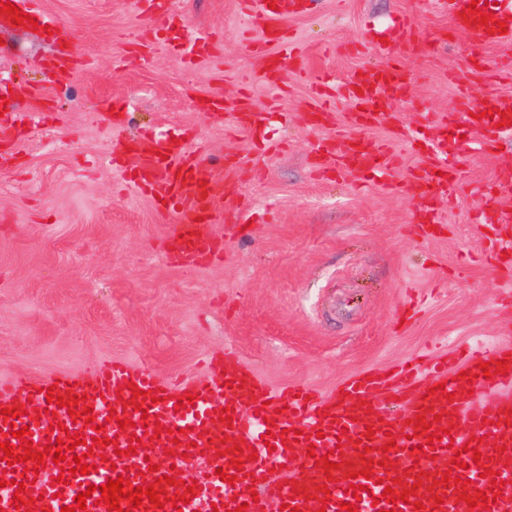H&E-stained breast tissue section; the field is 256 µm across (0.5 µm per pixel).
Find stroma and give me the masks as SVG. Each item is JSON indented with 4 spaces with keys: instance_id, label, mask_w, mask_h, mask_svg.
I'll return each instance as SVG.
<instances>
[{
    "instance_id": "35a3bbf8",
    "label": "stroma",
    "mask_w": 512,
    "mask_h": 512,
    "mask_svg": "<svg viewBox=\"0 0 512 512\" xmlns=\"http://www.w3.org/2000/svg\"><path fill=\"white\" fill-rule=\"evenodd\" d=\"M32 7L69 27L86 66L57 77L46 31L0 24V90H11L16 117L0 141V379H83L122 359L194 381L230 344L271 389L305 383L330 398L365 371L504 341L512 299L486 263L477 206L497 168L512 164V135L469 153L461 193L436 202L445 229L435 237L418 231L424 200L391 185L420 164L417 146L436 142L461 95L481 105L483 83L458 86L470 57L495 67L512 44L452 34L430 0H318L284 14L304 53L285 60L272 86L247 45L260 28L243 0H172L164 32L140 0ZM402 15L420 38L388 49L410 95L389 124L364 133L387 143L399 166L363 185L319 173L312 150L324 133L307 120L315 82L377 62L372 36L388 38ZM196 29L216 42L199 65L169 50ZM148 35L150 53L126 57ZM242 92L266 111L263 127L196 109L197 98ZM144 135L205 152L220 183L235 185L233 198H217L212 258L170 255L174 216L131 184V158L114 160V146Z\"/></svg>"
}]
</instances>
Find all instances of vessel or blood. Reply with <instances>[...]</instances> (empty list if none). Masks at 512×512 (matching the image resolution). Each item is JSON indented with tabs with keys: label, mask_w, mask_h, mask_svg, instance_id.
Returning <instances> with one entry per match:
<instances>
[{
	"label": "vessel or blood",
	"mask_w": 512,
	"mask_h": 512,
	"mask_svg": "<svg viewBox=\"0 0 512 512\" xmlns=\"http://www.w3.org/2000/svg\"><path fill=\"white\" fill-rule=\"evenodd\" d=\"M470 0H436L459 32L476 35L487 46L512 41V7L496 0H479L477 8L492 14L484 25L467 18ZM283 0H247L256 11L261 31L252 50L262 57L264 80L280 82L282 62L297 58L300 49L284 30L281 19ZM506 33H498V23ZM56 37L63 47L56 58L57 70L73 73L78 64L73 56V34L64 24H56ZM210 31H196L191 46L172 45L174 54H193L203 58L213 52ZM343 87L353 108L346 128L320 140L315 148L319 168L336 176L352 175L364 181L392 170L397 159L382 143L354 139L357 130L385 123L394 104L409 94L403 63L395 54H387L384 63L363 67L350 73ZM490 116L473 118L468 102H461L462 122L482 136L499 135L498 124L512 109V98L495 93L486 96ZM234 118L238 126L258 128L266 114L245 96L235 101ZM136 157L134 185L148 196L158 197L165 212L177 213L178 221L169 232V242L178 258L195 262L212 254L214 242L197 219L212 216L215 206L214 175L198 156L187 154L173 144L145 138L130 146ZM468 153L466 143L440 140L427 149L425 166L411 170L403 189L427 200L455 194L459 187L457 171ZM478 214L488 223L485 234L490 265L500 272L501 287L512 286V218L502 211L497 195L480 198ZM512 354V341L487 349L471 350L466 359L446 355L433 364L408 359L392 374L362 373L347 379L334 400L313 393L310 386L295 384L283 392L270 388L244 368L232 347L212 360L208 378L181 382L161 378L144 366L125 360L99 365L84 380L52 376L30 379L14 376L0 380V410L17 406L24 413L14 419L0 413V442L11 440L14 429L29 427L30 439L37 446L60 437L62 430L78 433L81 443L74 458L63 465L47 462L39 472L25 470L22 463L0 461V471H8L12 480L23 481L27 496L37 498L39 512H60L72 505L74 496L90 491L84 512H103L97 501L98 485L123 476L131 486H149L171 474L183 457L202 458L205 467L201 479L191 488L195 493L189 504L176 509L172 505L148 512H196L197 506L216 505L218 512H235L245 505L246 512H278L287 504L297 512H344L354 503L357 512H386L382 501L385 482H394L395 492L415 489L412 503L396 502L397 512H512V369L507 374L481 376V363H497ZM443 384L440 394H429V387ZM55 388L57 395H82L90 413L69 415L67 408L48 401L45 391ZM406 390L409 404L401 413H393L382 397L383 389ZM141 390V410L130 404L133 390ZM191 394L192 404L180 405L181 395ZM233 417L220 422L222 414ZM93 424H86V417ZM435 423L443 430L439 441H429L427 433L416 432L417 417ZM478 438V451L486 456V466L474 463L466 444ZM98 438L114 440L117 450L103 452L87 449L86 441ZM135 454H128V447ZM178 455H169V448ZM256 451V460L243 459L245 448ZM92 453L98 462L89 474L75 473L76 456ZM328 456L335 462L325 472L316 459ZM242 460V471L232 463ZM292 467L291 480L278 482L272 477L276 466ZM498 473L499 484H492L482 468ZM371 471L367 492L361 497L349 494L352 474ZM453 482H444L445 473ZM234 475L233 483L223 475ZM482 491L494 490L495 499L487 507L469 508L463 502L464 483Z\"/></svg>",
	"instance_id": "b4317fda"
}]
</instances>
